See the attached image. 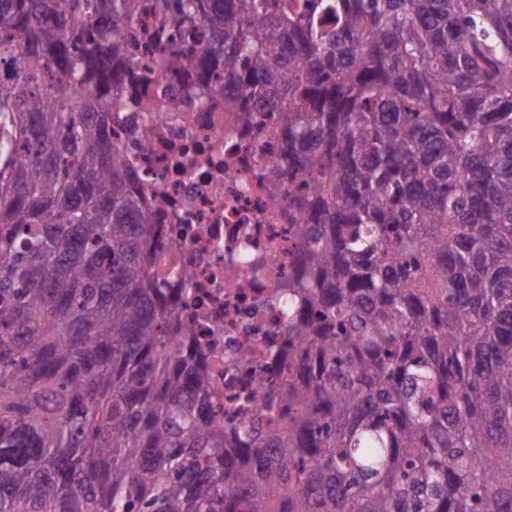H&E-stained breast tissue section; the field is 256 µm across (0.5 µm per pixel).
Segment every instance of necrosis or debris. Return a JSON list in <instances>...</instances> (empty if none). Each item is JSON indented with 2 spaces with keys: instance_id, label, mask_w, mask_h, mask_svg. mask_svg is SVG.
<instances>
[{
  "instance_id": "1",
  "label": "necrosis or debris",
  "mask_w": 512,
  "mask_h": 512,
  "mask_svg": "<svg viewBox=\"0 0 512 512\" xmlns=\"http://www.w3.org/2000/svg\"><path fill=\"white\" fill-rule=\"evenodd\" d=\"M149 32L156 36L150 43ZM124 34L132 59L123 82L129 108L112 137L141 179L159 237L154 271L179 289L175 314L207 353L204 413L223 419L230 433L242 422L283 429L288 408L269 403L267 393L288 375L287 351H268L282 343L288 321L274 297L299 261L292 231L300 214L270 191L288 182L285 136L275 117L256 121L240 111L236 87L221 78L192 106L172 109L197 72L158 68L157 43L201 49L205 30L170 40L155 0H140Z\"/></svg>"
}]
</instances>
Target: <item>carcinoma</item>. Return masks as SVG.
<instances>
[{
    "label": "carcinoma",
    "mask_w": 512,
    "mask_h": 512,
    "mask_svg": "<svg viewBox=\"0 0 512 512\" xmlns=\"http://www.w3.org/2000/svg\"><path fill=\"white\" fill-rule=\"evenodd\" d=\"M136 5L0 0V512H512V0L157 2L303 215L288 422L231 440L112 142Z\"/></svg>",
    "instance_id": "obj_1"
}]
</instances>
